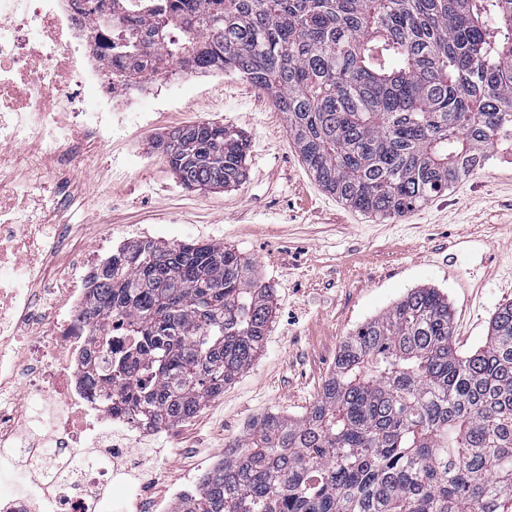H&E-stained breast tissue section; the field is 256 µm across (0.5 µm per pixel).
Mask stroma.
<instances>
[{
	"mask_svg": "<svg viewBox=\"0 0 512 512\" xmlns=\"http://www.w3.org/2000/svg\"><path fill=\"white\" fill-rule=\"evenodd\" d=\"M177 98L150 84L128 96L138 125L113 129L66 174L44 157L36 184L70 188L56 223L71 244L50 265L73 268L77 249L104 237L124 246L150 233L165 243H214L251 261L272 290L267 339L253 365L189 419L149 444L154 495L204 475L230 440L261 417H302L331 374L343 341L408 291L435 288L454 313L460 352L483 345L500 305L512 302V162L494 154L484 169L405 216L379 219L326 192L295 148L271 101L233 73H179ZM211 121L244 135L245 180L222 189L181 186L153 143ZM465 239L462 248L454 240Z\"/></svg>",
	"mask_w": 512,
	"mask_h": 512,
	"instance_id": "1",
	"label": "stroma"
}]
</instances>
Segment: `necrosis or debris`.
I'll return each mask as SVG.
<instances>
[{"label":"necrosis or debris","instance_id":"4bbe7bcc","mask_svg":"<svg viewBox=\"0 0 512 512\" xmlns=\"http://www.w3.org/2000/svg\"><path fill=\"white\" fill-rule=\"evenodd\" d=\"M92 13L79 0H0V335L28 325L36 302L22 280H51L52 301L43 313L45 334L28 348L33 370L19 377L0 350V395L22 391L13 407L0 405V444L19 425L40 436L33 449L18 445L16 462L0 461V512H37L35 498L12 489V465L33 474V487L51 512H104L105 501H122L130 485L129 460L151 469L153 457L134 455L137 441L159 427L132 419L122 401L105 402L99 377L86 363L92 343L81 314L89 303L84 283L103 250L78 256L71 273L48 267L59 235L36 238L67 187L41 195L27 175L39 160L27 150L37 142L62 165L77 161L85 145L111 134L116 101L110 61L96 49Z\"/></svg>","mask_w":512,"mask_h":512}]
</instances>
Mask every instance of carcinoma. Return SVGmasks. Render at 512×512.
<instances>
[{
	"label": "carcinoma",
	"mask_w": 512,
	"mask_h": 512,
	"mask_svg": "<svg viewBox=\"0 0 512 512\" xmlns=\"http://www.w3.org/2000/svg\"><path fill=\"white\" fill-rule=\"evenodd\" d=\"M105 26L112 83L175 62L269 96L318 183L398 218L512 150V0H123ZM188 188L240 183L248 143L199 122L159 139ZM84 323L110 394L176 425L248 369L271 288L217 244H128L90 280ZM453 310L415 288L348 337L305 416L270 413L176 512H512V302L460 353ZM117 319L131 339L112 361Z\"/></svg>",
	"instance_id": "obj_1"
}]
</instances>
